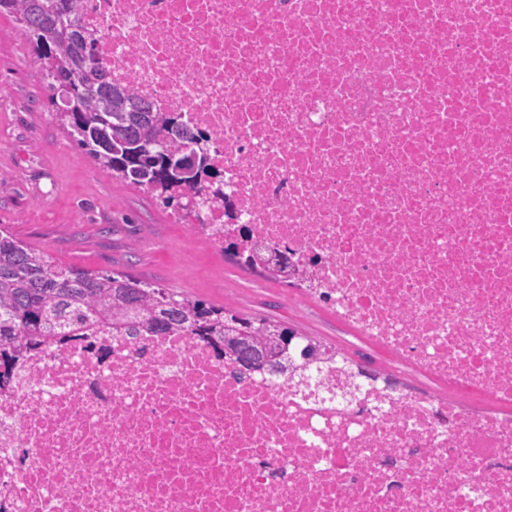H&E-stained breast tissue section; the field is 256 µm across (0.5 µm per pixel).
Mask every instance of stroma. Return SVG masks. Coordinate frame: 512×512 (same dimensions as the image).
Instances as JSON below:
<instances>
[{
    "label": "stroma",
    "mask_w": 512,
    "mask_h": 512,
    "mask_svg": "<svg viewBox=\"0 0 512 512\" xmlns=\"http://www.w3.org/2000/svg\"><path fill=\"white\" fill-rule=\"evenodd\" d=\"M30 43L0 14V226L65 267L125 270L238 314L298 330L354 361L380 354L323 304L259 275L222 247L188 239L175 207L113 177L56 116Z\"/></svg>",
    "instance_id": "obj_1"
}]
</instances>
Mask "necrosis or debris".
I'll use <instances>...</instances> for the list:
<instances>
[{
	"label": "necrosis or debris",
	"instance_id": "4bbe7bcc",
	"mask_svg": "<svg viewBox=\"0 0 512 512\" xmlns=\"http://www.w3.org/2000/svg\"><path fill=\"white\" fill-rule=\"evenodd\" d=\"M84 5L113 82L209 138L190 236L286 252L388 361L57 337L0 368V512H512V0Z\"/></svg>",
	"mask_w": 512,
	"mask_h": 512
}]
</instances>
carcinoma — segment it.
Instances as JSON below:
<instances>
[{
    "instance_id": "carcinoma-1",
    "label": "carcinoma",
    "mask_w": 512,
    "mask_h": 512,
    "mask_svg": "<svg viewBox=\"0 0 512 512\" xmlns=\"http://www.w3.org/2000/svg\"><path fill=\"white\" fill-rule=\"evenodd\" d=\"M34 0H0L31 43L43 79L74 91L73 112L63 124L77 144L112 174L181 210L208 206L224 182L211 164L202 133H187L179 117L155 112L130 88L115 84L97 56L98 39L82 20L83 0H46L49 12L33 16ZM198 151L206 156L204 176L179 177L170 156ZM227 309L159 288L127 272L65 268L0 228V365L23 352L47 347L58 336H81L93 326L119 335L179 333L224 343ZM309 350L331 347L297 330L264 319Z\"/></svg>"
}]
</instances>
